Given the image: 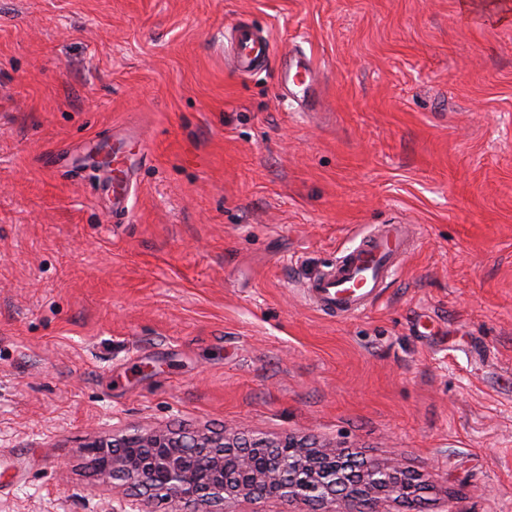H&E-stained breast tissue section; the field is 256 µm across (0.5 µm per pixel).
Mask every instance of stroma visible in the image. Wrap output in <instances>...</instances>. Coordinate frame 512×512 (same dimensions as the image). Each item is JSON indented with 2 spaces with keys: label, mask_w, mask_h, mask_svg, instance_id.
<instances>
[{
  "label": "stroma",
  "mask_w": 512,
  "mask_h": 512,
  "mask_svg": "<svg viewBox=\"0 0 512 512\" xmlns=\"http://www.w3.org/2000/svg\"><path fill=\"white\" fill-rule=\"evenodd\" d=\"M0 0V512H111L81 446L293 435L512 512V0ZM268 32L257 74L224 36ZM318 98L279 95L282 54ZM123 219L97 146L128 130ZM413 245L346 320L306 282Z\"/></svg>",
  "instance_id": "1"
}]
</instances>
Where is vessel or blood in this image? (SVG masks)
Returning <instances> with one entry per match:
<instances>
[{
  "label": "vessel or blood",
  "mask_w": 512,
  "mask_h": 512,
  "mask_svg": "<svg viewBox=\"0 0 512 512\" xmlns=\"http://www.w3.org/2000/svg\"><path fill=\"white\" fill-rule=\"evenodd\" d=\"M234 53V70L241 75H253L268 62L270 40L244 24L230 32ZM313 67L304 53L285 56L281 71V86L289 101L305 106L313 93ZM148 152L149 145L139 133H132L125 145L112 152V213L124 212L128 194L125 157L129 146ZM409 245V229L404 224H380L365 235L353 248L341 253L325 275L311 279L305 294L311 304L324 315L343 320L364 312L375 303L398 259Z\"/></svg>",
  "instance_id": "1"
}]
</instances>
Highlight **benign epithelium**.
<instances>
[{"label": "benign epithelium", "instance_id": "7a95c632", "mask_svg": "<svg viewBox=\"0 0 512 512\" xmlns=\"http://www.w3.org/2000/svg\"><path fill=\"white\" fill-rule=\"evenodd\" d=\"M94 476L124 487L138 500H121L112 512H140L138 502L158 499L177 512H226L240 498H279L312 506L310 512H380L384 497L421 512V483L397 462L378 464L350 453L237 433L158 427L84 449Z\"/></svg>", "mask_w": 512, "mask_h": 512}]
</instances>
